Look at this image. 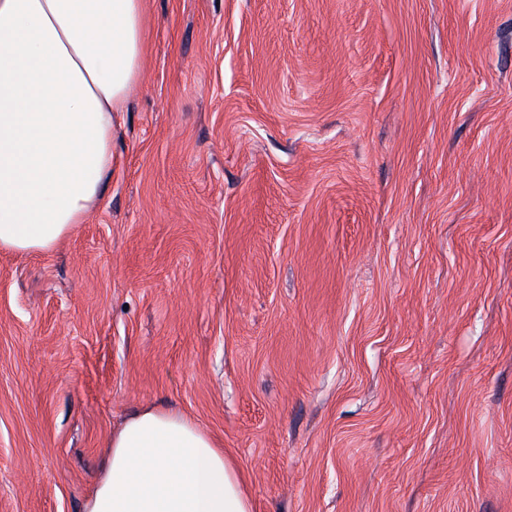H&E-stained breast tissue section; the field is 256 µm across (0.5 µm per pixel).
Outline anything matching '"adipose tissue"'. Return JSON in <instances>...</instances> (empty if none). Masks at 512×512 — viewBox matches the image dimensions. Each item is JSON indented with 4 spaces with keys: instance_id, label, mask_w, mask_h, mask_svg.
Wrapping results in <instances>:
<instances>
[{
    "instance_id": "obj_1",
    "label": "adipose tissue",
    "mask_w": 512,
    "mask_h": 512,
    "mask_svg": "<svg viewBox=\"0 0 512 512\" xmlns=\"http://www.w3.org/2000/svg\"><path fill=\"white\" fill-rule=\"evenodd\" d=\"M144 0H0V249H54L112 169V115L141 79ZM85 512H253L191 420L145 407L113 433Z\"/></svg>"
}]
</instances>
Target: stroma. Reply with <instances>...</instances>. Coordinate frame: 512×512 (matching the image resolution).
<instances>
[{
    "label": "stroma",
    "mask_w": 512,
    "mask_h": 512,
    "mask_svg": "<svg viewBox=\"0 0 512 512\" xmlns=\"http://www.w3.org/2000/svg\"><path fill=\"white\" fill-rule=\"evenodd\" d=\"M112 171L0 251V512L194 420L254 512H512V0H145Z\"/></svg>",
    "instance_id": "35a3bbf8"
}]
</instances>
